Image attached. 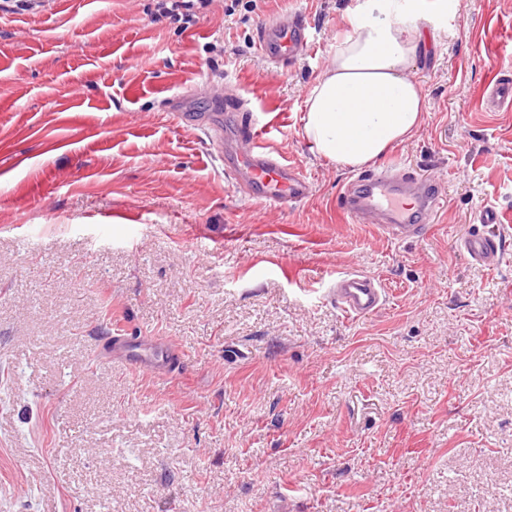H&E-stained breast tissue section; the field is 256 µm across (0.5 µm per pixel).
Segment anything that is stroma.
Instances as JSON below:
<instances>
[{"mask_svg":"<svg viewBox=\"0 0 512 512\" xmlns=\"http://www.w3.org/2000/svg\"><path fill=\"white\" fill-rule=\"evenodd\" d=\"M360 0H212L189 29L158 0H56L0 15V512H512V251L456 247L495 205L512 240V0H418L440 17L412 76L425 112L376 167L434 172L422 238L356 224L353 174L300 135ZM297 12L309 54L268 65L255 30ZM248 99L314 184L238 193L208 137L165 112L187 84ZM386 302L346 316L341 272ZM182 352L156 377L103 337ZM485 103L489 109L512 106V81L510 77H501L487 88Z\"/></svg>","mask_w":512,"mask_h":512,"instance_id":"stroma-1","label":"stroma"}]
</instances>
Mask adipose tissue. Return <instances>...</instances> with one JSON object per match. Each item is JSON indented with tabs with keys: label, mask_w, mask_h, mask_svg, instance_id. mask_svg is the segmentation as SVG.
Listing matches in <instances>:
<instances>
[{
	"label": "adipose tissue",
	"mask_w": 512,
	"mask_h": 512,
	"mask_svg": "<svg viewBox=\"0 0 512 512\" xmlns=\"http://www.w3.org/2000/svg\"><path fill=\"white\" fill-rule=\"evenodd\" d=\"M349 32L305 100L302 134L324 158L360 167L411 137L424 95L412 70L434 17L408 0H362L347 16Z\"/></svg>",
	"instance_id": "adipose-tissue-1"
}]
</instances>
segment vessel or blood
I'll return each instance as SVG.
<instances>
[{"mask_svg": "<svg viewBox=\"0 0 512 512\" xmlns=\"http://www.w3.org/2000/svg\"><path fill=\"white\" fill-rule=\"evenodd\" d=\"M313 41L312 26L300 13L286 23L276 19L263 21L256 29L259 53L275 65L309 53ZM196 98H209L214 103L216 112L208 117V124H219L221 113H234L225 133L213 137L212 147L223 160L227 176L250 198L271 206H285L312 196L310 178L263 142L254 117L240 115L239 97L216 94L208 84L194 82L184 92L166 98L164 109L178 121H185V107ZM485 103L491 109L511 107L512 79L503 77L490 85ZM443 197L440 178H419L394 163L358 174L340 187L337 202L356 223L376 225L382 234L398 240L428 231L444 206ZM476 221L477 229L461 238L457 246L477 263L497 268L512 246L501 231L500 213L495 206L486 205L477 212ZM329 291L344 314L353 318L377 312L386 301L379 281L355 272L338 274ZM100 354L105 360H121L136 371L158 376L169 374L180 357L175 344L157 336H112L102 345Z\"/></svg>", "mask_w": 512, "mask_h": 512, "instance_id": "1", "label": "vessel or blood"}]
</instances>
